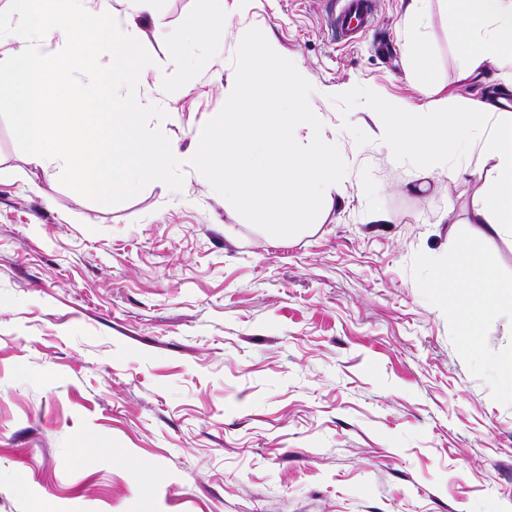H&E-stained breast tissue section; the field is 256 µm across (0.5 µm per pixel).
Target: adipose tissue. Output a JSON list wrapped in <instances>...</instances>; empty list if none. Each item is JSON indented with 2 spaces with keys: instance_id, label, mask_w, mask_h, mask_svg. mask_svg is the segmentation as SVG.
<instances>
[{
  "instance_id": "1",
  "label": "adipose tissue",
  "mask_w": 512,
  "mask_h": 512,
  "mask_svg": "<svg viewBox=\"0 0 512 512\" xmlns=\"http://www.w3.org/2000/svg\"><path fill=\"white\" fill-rule=\"evenodd\" d=\"M410 23L411 65L424 83H434L431 50L421 31L433 17L432 0H404ZM442 14L454 29L465 58L463 75L470 78L495 67L512 81V0H441ZM382 143L396 157L411 156L422 165L452 169L467 167L479 154L490 171L475 168L487 188L473 202L469 220L470 244L455 249L447 265L437 267L429 283L439 299L454 286L458 331L476 343L480 324L488 318L512 315V277L500 276L493 254L472 249L475 241L512 238V112L472 99L455 106L396 101L384 109Z\"/></svg>"
}]
</instances>
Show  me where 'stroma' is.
Wrapping results in <instances>:
<instances>
[{
  "label": "stroma",
  "mask_w": 512,
  "mask_h": 512,
  "mask_svg": "<svg viewBox=\"0 0 512 512\" xmlns=\"http://www.w3.org/2000/svg\"><path fill=\"white\" fill-rule=\"evenodd\" d=\"M375 3L390 54L370 34L332 40L326 0H255L184 87L138 83L192 150L245 32L274 39L348 160L342 195L290 238L191 166L179 191L88 200L28 165L0 118V512H512V388L485 367L512 350V316L471 348L427 287L484 182L382 147L377 111L429 97L407 73L401 0ZM193 5L137 20L166 74L157 28ZM425 34L442 97L497 95L495 69L460 81L450 25Z\"/></svg>",
  "instance_id": "35a3bbf8"
}]
</instances>
